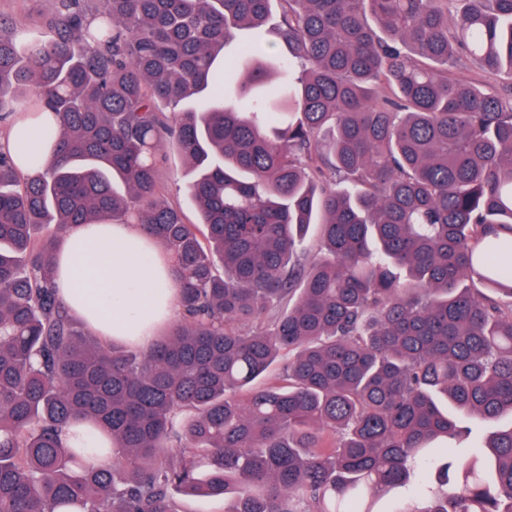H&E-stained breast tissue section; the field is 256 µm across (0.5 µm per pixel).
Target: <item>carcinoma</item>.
Segmentation results:
<instances>
[{
  "mask_svg": "<svg viewBox=\"0 0 512 512\" xmlns=\"http://www.w3.org/2000/svg\"><path fill=\"white\" fill-rule=\"evenodd\" d=\"M61 2L47 41L0 18V112L58 127L42 172L0 152V512H512V89L448 73L512 76V0ZM108 223L176 260L148 350L56 293ZM465 414L509 422L450 464ZM459 70H454L456 76H468L480 79L488 88L497 92H504L510 84V80L506 75L501 76H482L468 62L463 60L458 66ZM185 171L186 165L183 159L177 153H170L167 160L161 164L159 178L167 200L171 203H180L188 218L194 221L195 210L184 190ZM173 497L180 512H224V507H227L230 503L232 494H229L224 500L222 498L186 495L174 491Z\"/></svg>",
  "mask_w": 512,
  "mask_h": 512,
  "instance_id": "carcinoma-1",
  "label": "carcinoma"
}]
</instances>
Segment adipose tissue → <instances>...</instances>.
Masks as SVG:
<instances>
[{"instance_id": "ef3b65f1", "label": "adipose tissue", "mask_w": 512, "mask_h": 512, "mask_svg": "<svg viewBox=\"0 0 512 512\" xmlns=\"http://www.w3.org/2000/svg\"><path fill=\"white\" fill-rule=\"evenodd\" d=\"M54 265L60 298L105 341L150 348L181 310L174 260L139 225H77Z\"/></svg>"}]
</instances>
